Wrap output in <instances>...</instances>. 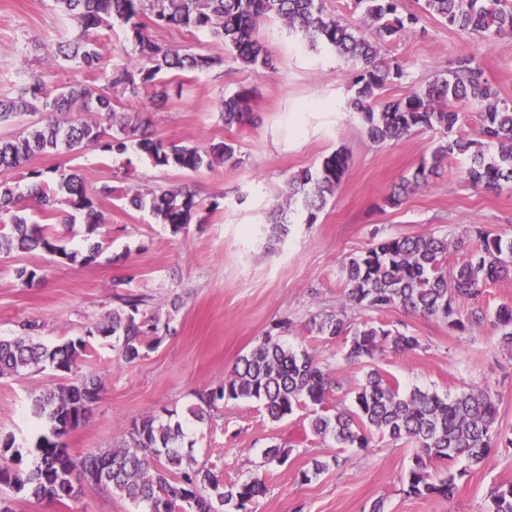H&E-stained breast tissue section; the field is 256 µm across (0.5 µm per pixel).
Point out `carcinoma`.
Masks as SVG:
<instances>
[{
  "label": "carcinoma",
  "instance_id": "carcinoma-1",
  "mask_svg": "<svg viewBox=\"0 0 512 512\" xmlns=\"http://www.w3.org/2000/svg\"><path fill=\"white\" fill-rule=\"evenodd\" d=\"M60 12L76 22L77 37L58 48L59 55L90 74L103 71L106 62L91 33L119 21L131 31L130 64L113 70L109 89L70 84L47 90L41 80L18 85L15 95L0 99V123L24 116L40 115L9 139H0V172L24 166L35 154L74 153L96 148L124 154L134 148L160 168L198 171L215 165L237 164L235 148L225 142L205 148L163 142L139 133L141 115L117 116L110 89L153 92L154 100H166L172 84L163 71H206L224 64V59L186 48L162 46L144 32L139 21L143 0H55ZM374 28L369 40L359 29L324 12L321 0H156L153 23L157 26L191 27L206 30L224 42L233 60L254 72L272 66L265 47L255 37L264 20L279 19L311 45H323L345 60L361 63L354 80L355 96L350 109L361 114L370 141L399 140L422 129L451 130L464 119L465 106L480 107L482 140L459 136L438 145L431 161H424L404 179L407 192L428 182L450 156L465 160L466 181L480 189H498L512 182V105L499 99L493 86L479 80L473 59L463 57L448 76L437 77L428 86L397 100L383 99L380 90L387 82L403 76L400 65L389 67L379 61V46L391 41L417 22V17L396 15L395 0H358ZM425 9L441 18L460 34L488 41L512 32V6L507 0H425ZM144 60L149 66L141 67ZM249 97L237 93L224 98L222 112L227 124L248 115ZM82 112L98 115L95 121ZM349 163L340 149L326 157L315 172L298 174L288 184L285 202L274 206L266 227L267 248L274 251L291 233L294 216L306 213L313 224L342 181ZM55 188L44 173L28 172L30 195L72 231L81 215L85 233L101 226L97 201L110 197L114 188L104 184L90 188L77 173L54 169ZM130 203L149 208L173 234L182 232L201 201L187 188L135 192ZM10 213V223L0 226V257L13 253L42 251L63 264L90 265L100 245L69 251L60 245L62 235L47 224L30 220L20 206L15 188L0 182V213ZM471 250L456 267L446 268L448 238L433 233L420 236H390L365 253L352 257L345 266L346 301L363 308L386 307L426 317H441L460 331L494 318L499 329L497 344L512 352V304L503 303L493 314L478 305L483 289L512 272V237L494 235L480 225L469 229ZM460 299L474 306L466 315L455 308ZM115 306L102 321L85 326L82 334L48 346L34 341L37 325L24 323L23 333L0 337V376L19 375L47 367L68 372L72 377L33 395L32 419L48 424L49 431L37 437L31 450L34 460L23 465L19 444L11 433L0 432V488L36 500L75 498L87 485L104 486L128 500L135 512H251L250 504L266 491L264 478L252 474L224 487L217 475L199 464L192 454L194 442L187 440V422L146 416L133 422L121 443L74 457L64 438L88 417L99 399L102 386L93 376H77L79 360L91 341L110 337L121 358L135 362L151 348L147 339L157 334L159 319L146 312V295L113 294ZM310 329L332 340L349 337L344 360L350 364L374 358L384 345L408 351L418 345L414 336L364 324L350 329L335 313L317 314ZM339 386L327 364L306 349H293L272 335L238 358L232 372L219 385L195 394L188 409L191 417L204 422L218 405L229 400L260 404L269 418L278 421L306 402L319 407ZM499 403L479 388L454 395H440L420 388L404 389L377 369L367 372L354 396V409L328 414L316 410L311 419L314 435L328 438L340 448H369L377 435L415 444L416 453L399 480L410 497L449 498L457 482L480 467L493 448L512 447V432L498 427ZM488 512H512V484L500 485L490 494Z\"/></svg>",
  "mask_w": 512,
  "mask_h": 512
}]
</instances>
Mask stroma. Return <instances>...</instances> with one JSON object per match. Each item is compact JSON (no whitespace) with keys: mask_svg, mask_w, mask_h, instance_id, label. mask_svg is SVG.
<instances>
[{"mask_svg":"<svg viewBox=\"0 0 512 512\" xmlns=\"http://www.w3.org/2000/svg\"><path fill=\"white\" fill-rule=\"evenodd\" d=\"M398 13L416 14L419 21L381 50L385 63L404 69L382 96L407 97L446 73L459 56L469 55L501 99L512 102V33L489 43L463 38L428 14L424 0H398ZM140 20L155 42L221 57L225 64L176 76L181 94L170 95L159 107L147 92L133 95L113 88L116 110L142 113L155 139L198 147L232 144L238 162L196 172L166 170L133 152L87 149L40 154L27 168L7 172L28 214L41 224L45 214L27 196L28 170L63 167L88 186L107 183L115 191L99 201L104 222L95 263L62 265L40 251L0 260V336L18 334L26 321L37 324L47 345L77 336L111 312L112 284L118 279L125 292L149 296V312L168 323L154 335L152 349L130 364L112 340L93 341L81 371L100 377L103 389L87 421L67 436L70 452L79 457L118 445L133 421L149 415L185 416L195 392L220 384L279 320L288 323L282 341L314 352L331 366L340 386L329 394L327 409H352L354 390L374 367L408 389L454 394L480 387L499 399L500 426L512 430V353L499 348L491 323L460 332L440 318L396 308L356 309L345 302L343 262L386 237H447L452 267L468 256L458 243L470 226L512 236V189L473 188L464 178L466 163L458 157L446 159L400 206L386 203L439 142L456 135L477 138V106L469 107L464 123L453 131L421 130L376 144L347 107L359 63L312 48L282 21H265L256 30L274 60L273 69L257 74L230 60L229 50L209 32L159 28L147 13ZM77 33L53 0H0V99L12 96L22 78L43 80L51 90L89 81L107 86L104 74L89 76L59 56V45ZM93 38L113 67L127 65L131 42L125 25L100 27ZM242 91L249 94L252 118L226 125L220 103ZM341 148L350 156L348 170L316 222L294 225L285 243L268 251L263 233L268 212L286 193L289 180L316 170ZM184 185L196 192L202 206L176 235L150 210L132 206L127 196L131 188L147 192ZM22 266L40 271L42 280L22 284L14 275ZM322 311L341 314L353 327L369 323L416 336L419 345L405 352L386 346L371 362L348 364L344 338L326 340L309 329L311 316ZM59 380V372L50 368L0 377V431L32 444L36 434L28 422L29 396ZM310 418L307 404L273 421L258 403L231 401L219 405L207 423L191 425L189 437L199 464L224 484L263 474L266 492L256 512H368L379 497L385 498L387 512H488L491 491L512 483V447L496 448L483 466L459 481L452 498L408 497L398 478L411 463L414 444L379 438L369 448H341L314 435ZM273 445L287 451L285 463L268 461L264 451ZM336 457L341 465H333ZM316 460L327 462V469L302 482L301 472ZM11 507L13 512H134L110 489L90 485L79 497L62 501L15 496Z\"/></svg>","mask_w":512,"mask_h":512,"instance_id":"1","label":"stroma"}]
</instances>
